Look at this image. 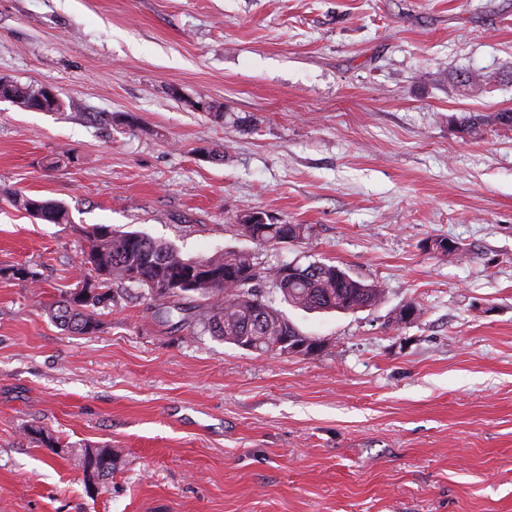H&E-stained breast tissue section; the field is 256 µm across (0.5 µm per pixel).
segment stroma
Masks as SVG:
<instances>
[{
	"mask_svg": "<svg viewBox=\"0 0 512 512\" xmlns=\"http://www.w3.org/2000/svg\"><path fill=\"white\" fill-rule=\"evenodd\" d=\"M465 69L490 83L462 90ZM1 77L65 107L0 101V269L38 275L0 276V512H512V129L459 131L512 111V0H0ZM256 211L304 238L246 239ZM96 224L332 263L383 299L283 306L314 355L194 336L136 296L77 333L48 308ZM98 446L116 466L90 481ZM9 198L13 206L25 210L34 218L39 217L42 219L41 216H37L42 215L46 218L45 221L52 224L69 223V212L67 208L58 201L52 199H36L18 195L17 193L11 194Z\"/></svg>",
	"mask_w": 512,
	"mask_h": 512,
	"instance_id": "35a3bbf8",
	"label": "stroma"
}]
</instances>
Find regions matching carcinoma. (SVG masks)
Listing matches in <instances>:
<instances>
[{
    "label": "carcinoma",
    "instance_id": "carcinoma-1",
    "mask_svg": "<svg viewBox=\"0 0 512 512\" xmlns=\"http://www.w3.org/2000/svg\"><path fill=\"white\" fill-rule=\"evenodd\" d=\"M487 76L480 71H462L456 81L472 89L482 86ZM0 99L24 108L55 112L62 102L46 97L43 89L24 87L0 78ZM13 206L35 217L41 215L52 224L69 223V212L52 199H36L16 193L10 195ZM302 224H274L257 221L248 227L252 240L273 246L289 235H302ZM87 263L91 273L84 280L94 281L91 296L84 300L63 298L49 308L52 319L71 330L88 334L99 326L96 309L117 305V286L128 292L141 290L153 302L155 314L176 325L193 327L192 334L209 333L224 342L259 354L282 355L288 339H306L283 312L255 287L256 281H269L281 301L306 311L344 313L379 303L383 289L350 276L340 267L321 261L298 265L295 272L283 273V266L271 265L260 272L254 256L246 251L226 250L204 258L211 279H203L189 295L152 292V286L168 282L183 266L196 262L172 245L143 233L97 226L89 235ZM0 275L34 282L37 273L27 266L0 269ZM115 458L110 448H86L82 466L88 478L112 473Z\"/></svg>",
    "mask_w": 512,
    "mask_h": 512
}]
</instances>
